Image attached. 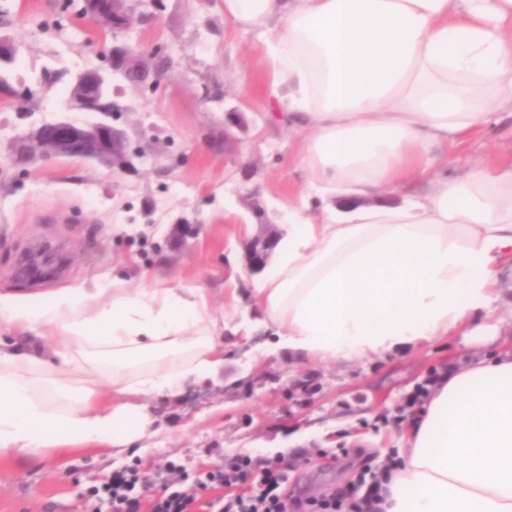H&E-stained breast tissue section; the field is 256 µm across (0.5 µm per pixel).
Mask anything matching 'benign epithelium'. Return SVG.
Listing matches in <instances>:
<instances>
[{
	"mask_svg": "<svg viewBox=\"0 0 512 512\" xmlns=\"http://www.w3.org/2000/svg\"><path fill=\"white\" fill-rule=\"evenodd\" d=\"M86 17L96 25L129 27L132 15L121 10L119 0H88ZM73 107L112 116V73L98 68H82L74 72L69 91ZM24 141L32 142L36 152H26L29 162L50 161L59 158H81L110 166L112 158L124 153L123 134L107 121L78 122L62 117L44 122L29 132ZM280 235L267 231L256 238L247 255L250 272L260 273L277 246ZM58 257L52 252H39L29 257L22 269L28 276H49L56 272Z\"/></svg>",
	"mask_w": 512,
	"mask_h": 512,
	"instance_id": "1",
	"label": "benign epithelium"
}]
</instances>
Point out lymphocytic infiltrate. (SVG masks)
<instances>
[{"label": "lymphocytic infiltrate", "instance_id": "lymphocytic-infiltrate-1", "mask_svg": "<svg viewBox=\"0 0 512 512\" xmlns=\"http://www.w3.org/2000/svg\"><path fill=\"white\" fill-rule=\"evenodd\" d=\"M283 459H261L240 454L225 460L223 469L206 473L187 487H168L156 499L151 512H197L203 491L219 485L230 489L223 499L221 512H375L380 501L378 488L358 500L333 496L327 499L301 500L286 485ZM137 473L120 474L112 482L95 490L94 497L111 504L114 512H138Z\"/></svg>", "mask_w": 512, "mask_h": 512}]
</instances>
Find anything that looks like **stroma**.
I'll return each instance as SVG.
<instances>
[{
	"label": "stroma",
	"instance_id": "stroma-1",
	"mask_svg": "<svg viewBox=\"0 0 512 512\" xmlns=\"http://www.w3.org/2000/svg\"><path fill=\"white\" fill-rule=\"evenodd\" d=\"M62 3L0 0V36L18 47L7 83L33 92L0 94V293L36 307L67 289L97 306L103 288L204 289L224 368L184 381L177 396L144 399L147 430L124 451L0 459V512H90V489L131 469L148 503L162 492L157 473L190 485L242 453L288 459L287 485L302 498L373 479L406 447L410 399L433 372L512 347V263L481 317L497 335L458 333L345 365L268 353L270 333L244 326L256 308L245 267L253 211L286 229L288 204L311 176L298 165L305 133L271 115L261 44L225 19L223 0H123L136 23L105 43ZM111 49L123 158L18 161L17 138L61 117L70 72L104 65ZM488 162L512 163L510 113L449 150L447 173ZM42 247L64 255V276L22 273L24 256Z\"/></svg>",
	"mask_w": 512,
	"mask_h": 512
}]
</instances>
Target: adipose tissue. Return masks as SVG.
Here are the masks:
<instances>
[{
    "instance_id": "1",
    "label": "adipose tissue",
    "mask_w": 512,
    "mask_h": 512,
    "mask_svg": "<svg viewBox=\"0 0 512 512\" xmlns=\"http://www.w3.org/2000/svg\"><path fill=\"white\" fill-rule=\"evenodd\" d=\"M223 2L264 43L269 97L312 130L300 163L334 198L317 214L289 204L255 326L334 365L466 329L512 262V165L450 178L427 157L512 112V0ZM415 176L426 193L385 200ZM0 319L16 330L0 345V458L129 444L148 422L139 397L224 366L200 288H118L96 310L71 292L34 310L0 297ZM42 326L49 359L28 342ZM398 457L381 512H512V351L450 368Z\"/></svg>"
}]
</instances>
